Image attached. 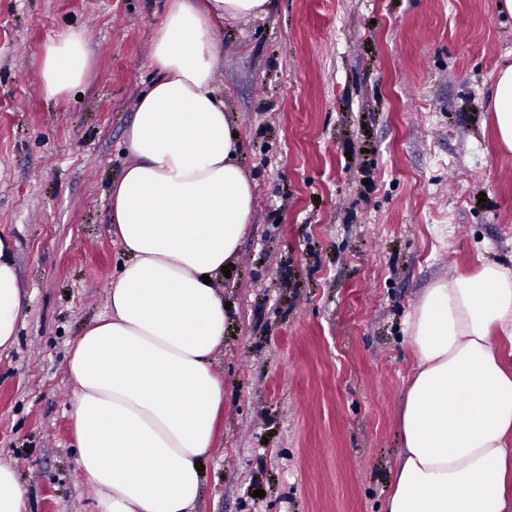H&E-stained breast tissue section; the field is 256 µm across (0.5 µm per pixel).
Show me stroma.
Returning a JSON list of instances; mask_svg holds the SVG:
<instances>
[{
	"label": "stroma",
	"mask_w": 512,
	"mask_h": 512,
	"mask_svg": "<svg viewBox=\"0 0 512 512\" xmlns=\"http://www.w3.org/2000/svg\"><path fill=\"white\" fill-rule=\"evenodd\" d=\"M498 0H274L217 29L216 85L254 185L228 301L218 446L196 512H382L426 288L512 269V151L491 98L512 65ZM163 0H0V234L25 292L0 352V463L26 512H98L65 365L123 255L110 180L153 77ZM83 31L77 93L40 91L44 45ZM264 497H256V490Z\"/></svg>",
	"instance_id": "1"
}]
</instances>
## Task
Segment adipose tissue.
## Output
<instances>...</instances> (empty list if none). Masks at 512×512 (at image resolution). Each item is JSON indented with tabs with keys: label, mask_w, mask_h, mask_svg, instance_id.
Returning <instances> with one entry per match:
<instances>
[{
	"label": "adipose tissue",
	"mask_w": 512,
	"mask_h": 512,
	"mask_svg": "<svg viewBox=\"0 0 512 512\" xmlns=\"http://www.w3.org/2000/svg\"><path fill=\"white\" fill-rule=\"evenodd\" d=\"M269 9L270 0H166L152 35L157 76L136 102L131 160L108 192L127 259L108 290L110 316L84 329L66 364L79 464L101 512H194L199 500L224 407L215 283L254 202L214 85V24ZM38 67L47 97L82 85L83 33L50 40ZM492 109L512 151V66L496 77ZM23 307L13 245L0 236V351L15 343ZM407 332L416 366L386 512H512V271L486 264L438 281Z\"/></svg>",
	"instance_id": "obj_1"
}]
</instances>
